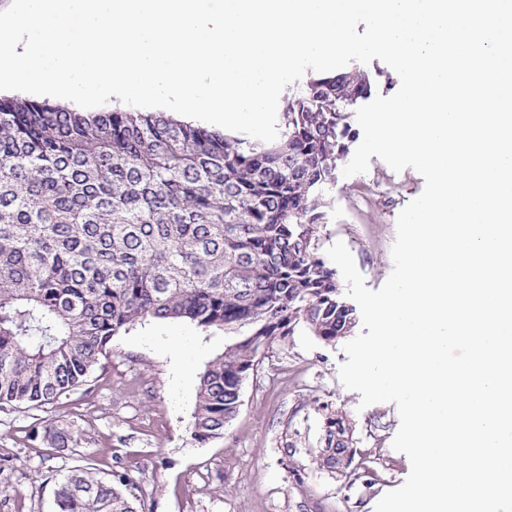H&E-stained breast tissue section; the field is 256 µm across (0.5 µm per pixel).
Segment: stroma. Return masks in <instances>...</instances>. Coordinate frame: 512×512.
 <instances>
[{
    "label": "stroma",
    "instance_id": "stroma-1",
    "mask_svg": "<svg viewBox=\"0 0 512 512\" xmlns=\"http://www.w3.org/2000/svg\"><path fill=\"white\" fill-rule=\"evenodd\" d=\"M424 189L415 170L393 171L371 157L366 173L325 185L328 222L320 251L343 242L365 285L389 277L402 209ZM178 341L198 376L224 352V333L184 321L147 319L112 340L89 382L42 406L0 408V512H56L54 492L70 470L107 477L128 470L144 512H375L401 486L408 457L392 447L400 418L395 404L361 406L344 387L343 342L324 344L305 328L267 350L244 379L236 416L221 437L192 436L194 401L177 402L168 356ZM339 411L352 426L355 476L319 469L324 418ZM70 430L76 443L54 450L43 426Z\"/></svg>",
    "mask_w": 512,
    "mask_h": 512
}]
</instances>
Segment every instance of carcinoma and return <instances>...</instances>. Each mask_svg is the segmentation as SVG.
I'll use <instances>...</instances> for the list:
<instances>
[{
	"mask_svg": "<svg viewBox=\"0 0 512 512\" xmlns=\"http://www.w3.org/2000/svg\"><path fill=\"white\" fill-rule=\"evenodd\" d=\"M373 82L359 66L288 96L273 142L162 112L80 111L0 97V407L51 402L87 382L112 338L147 319L224 331L199 378L192 436L224 434L241 384L304 327L325 344L357 325L318 253L321 192L358 132ZM317 466L336 472V411ZM51 448L75 442L49 423ZM126 472L86 468L57 486L58 512H139Z\"/></svg>",
	"mask_w": 512,
	"mask_h": 512,
	"instance_id": "cac0c4a2",
	"label": "carcinoma"
}]
</instances>
